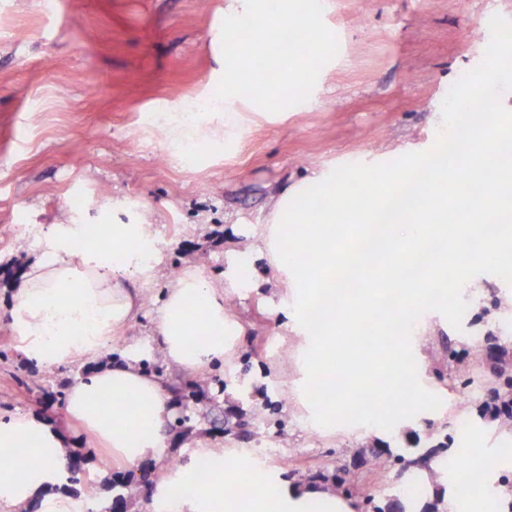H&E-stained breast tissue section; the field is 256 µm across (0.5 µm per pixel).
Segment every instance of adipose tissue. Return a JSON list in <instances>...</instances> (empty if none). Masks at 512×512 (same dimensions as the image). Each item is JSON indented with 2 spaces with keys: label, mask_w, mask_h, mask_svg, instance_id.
<instances>
[{
  "label": "adipose tissue",
  "mask_w": 512,
  "mask_h": 512,
  "mask_svg": "<svg viewBox=\"0 0 512 512\" xmlns=\"http://www.w3.org/2000/svg\"><path fill=\"white\" fill-rule=\"evenodd\" d=\"M108 241L86 224H59L46 239L42 258L24 271L8 311L28 364L38 368L89 362L65 390L67 423L88 437L113 466L129 468L161 458L173 421V393L166 382L135 363V354L99 365L116 335L135 322L141 295L136 287L154 259L151 224H113ZM227 273L196 268L176 275L161 298L156 343L165 360L204 374L224 366L245 334L232 312ZM202 340H194L195 331ZM66 440L51 420L28 413L0 415V504L38 501V512H75L77 501L51 495L68 459ZM324 501L343 512L322 489L272 480L252 458L201 445L170 470L158 493L160 512H307Z\"/></svg>",
  "instance_id": "obj_1"
}]
</instances>
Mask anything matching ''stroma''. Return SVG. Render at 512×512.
I'll return each instance as SVG.
<instances>
[{
	"mask_svg": "<svg viewBox=\"0 0 512 512\" xmlns=\"http://www.w3.org/2000/svg\"><path fill=\"white\" fill-rule=\"evenodd\" d=\"M0 0V411L34 413L63 422L65 389L80 364L37 369L17 348L5 315L20 273L43 250L42 235L62 220L126 224L146 215L154 224L162 264L140 283L134 326L110 342L99 363L133 349L163 381L188 384L190 373L156 356L153 335L160 297L173 273L198 266L237 278L274 279L267 259L227 256L233 241L268 221L273 196L324 169L377 164L426 150L451 86L483 60L487 43L473 36L488 14L512 21V0H322L323 21L336 35L337 56L320 71L307 100L281 112L256 113L243 136L198 164L173 160L160 123L146 115L175 112L190 100L215 98L224 71L221 26L225 0ZM468 309L461 327L441 314L424 316V343H413L421 384L442 401L399 431L365 426L324 428L300 385L305 346L280 323L282 297L241 287L235 312L251 329L225 371L209 373L181 407L188 428L172 430L162 462L147 463L160 484L171 463L198 443L239 447L238 420L254 431L252 447L268 449L270 476L307 484L324 469L344 468L374 489L397 495L406 512L434 501L409 496L397 469L370 464L373 451L413 458L430 447V429L453 436L458 452L483 448L487 474L472 499L494 512V464L508 441L484 414L483 353L467 350L471 336L495 329L497 301L512 286L483 273L463 289ZM466 349L474 379L460 387L443 337ZM441 368L435 377L433 368ZM87 484L76 485L83 512H101L116 495L136 512H155L148 486L112 487L119 470L69 430Z\"/></svg>",
	"mask_w": 512,
	"mask_h": 512,
	"instance_id": "1",
	"label": "stroma"
}]
</instances>
